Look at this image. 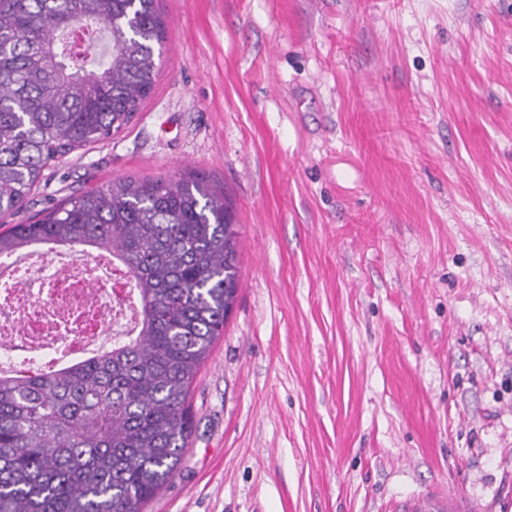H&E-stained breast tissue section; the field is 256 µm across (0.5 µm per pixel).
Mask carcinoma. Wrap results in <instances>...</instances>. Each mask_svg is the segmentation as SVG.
Here are the masks:
<instances>
[{
    "label": "carcinoma",
    "mask_w": 512,
    "mask_h": 512,
    "mask_svg": "<svg viewBox=\"0 0 512 512\" xmlns=\"http://www.w3.org/2000/svg\"><path fill=\"white\" fill-rule=\"evenodd\" d=\"M165 40L155 0H0V214L48 163L130 124ZM238 236L224 191L193 174L114 180L0 233V258L111 251L140 315L110 351L0 376V512H141L175 476L193 381L236 300Z\"/></svg>",
    "instance_id": "obj_1"
}]
</instances>
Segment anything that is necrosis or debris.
<instances>
[{
	"mask_svg": "<svg viewBox=\"0 0 512 512\" xmlns=\"http://www.w3.org/2000/svg\"><path fill=\"white\" fill-rule=\"evenodd\" d=\"M111 252L28 250L0 272V375L37 373L99 354L100 337L135 335L139 314Z\"/></svg>",
	"mask_w": 512,
	"mask_h": 512,
	"instance_id": "necrosis-or-debris-1",
	"label": "necrosis or debris"
}]
</instances>
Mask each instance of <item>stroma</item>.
Listing matches in <instances>:
<instances>
[{
  "mask_svg": "<svg viewBox=\"0 0 512 512\" xmlns=\"http://www.w3.org/2000/svg\"><path fill=\"white\" fill-rule=\"evenodd\" d=\"M155 88L26 224L196 171L240 287L144 512H512V0H158Z\"/></svg>",
  "mask_w": 512,
  "mask_h": 512,
  "instance_id": "stroma-1",
  "label": "stroma"
}]
</instances>
